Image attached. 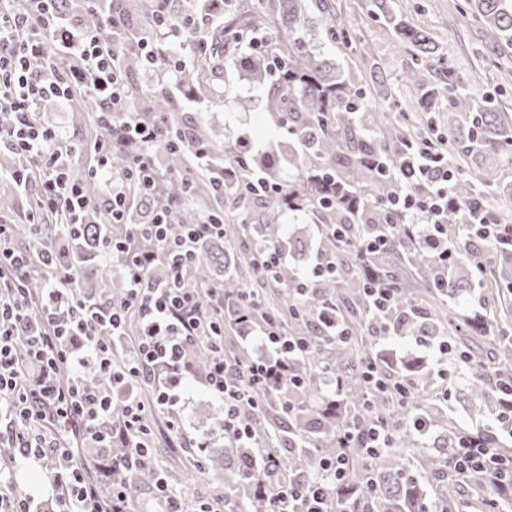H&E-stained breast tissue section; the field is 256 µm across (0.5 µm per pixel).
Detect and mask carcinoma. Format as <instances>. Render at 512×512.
<instances>
[{
  "label": "carcinoma",
  "instance_id": "1",
  "mask_svg": "<svg viewBox=\"0 0 512 512\" xmlns=\"http://www.w3.org/2000/svg\"><path fill=\"white\" fill-rule=\"evenodd\" d=\"M303 0H257L256 7L231 4L224 14L214 17L204 3H195L196 20L205 32L206 46L179 71L181 92L167 82L143 90L135 80L144 68L161 72L170 69L173 57L162 45L148 61L138 43L149 38L154 18L181 12L190 0H101L92 7L81 0H59L60 12L81 19L88 27L97 26L110 15L122 18V26L110 39L112 55L126 80L127 99L132 111L160 127L162 136L151 148L130 143L116 151L115 171L133 163L150 151L160 178L152 191L131 187L133 203L125 223L110 224L111 217L99 203V184L75 172L86 195L97 204L95 223L84 231L66 235L65 253L70 267L86 270L96 266L97 240L131 233L139 250L157 254L154 275L161 282L170 278L168 259L154 240L137 234V227L150 223L155 214L180 202L171 220V230L197 224L213 215L224 224V237H211L199 246L196 258L183 270L187 286L212 285L224 289L229 306L219 313L211 300H200L201 313L225 326L238 328L237 316H253L262 323L268 314L280 321L284 335L304 338L309 348L295 357L290 376L276 388L263 392L260 411L251 418V439L240 445L224 437V447L206 442L189 448L199 458L195 471L208 475L224 471V503L232 512H270L272 496L288 476H304L316 471L318 461L336 453L339 418L325 395L324 371L342 381L347 409L363 424L380 426L406 415L390 393L369 394L365 379L367 365L389 369L392 382L411 385V403L426 421L446 417L441 406L429 396L433 370L424 357L396 352L375 351L369 333L371 326L365 288L369 282L393 291L394 302L385 315V326L392 338L421 336L448 339L450 354L465 359L467 384L459 393V403L475 426L466 429L454 421L432 436L415 464L405 462L399 449L415 444L418 432L397 426L390 435L391 447L365 462L358 449L348 454L347 483L357 489L335 497L333 512H421L432 503L442 512L459 508V478L449 460L459 440L469 437L487 448H507L512 439L482 426L486 415L498 410L500 387L512 380V247H498V266L482 270L484 291L496 301L482 313L468 311L459 301L470 293L478 261L468 253L457 234L464 208L480 203L493 209L497 194L498 171L483 167L487 154L512 158V121L489 103L474 105L455 71L446 67L438 86L423 90L413 101L415 117L405 127L387 124L378 134L366 133L357 123L356 112L368 106L356 76L332 68V62L317 55L304 38L308 16ZM471 14L499 44L512 46V0H468ZM371 15H379L392 27L399 44L412 49L415 68L406 79L422 87L418 68L431 59L435 45L426 32L394 13L390 0H369ZM323 20V36L339 50L353 49L351 25L336 20V9L329 0H315ZM248 53L253 59L257 82L275 77L268 90L262 122L267 126L288 127V162L295 170L291 182L279 179L280 144L267 143L259 150L239 154L230 142L212 140L204 128L186 113L183 97L208 99L218 105L224 96L216 88L224 83L226 45ZM448 97V121L467 125L461 135L448 127V140L421 135L425 128L434 133L432 112L438 99ZM76 123L97 129L93 112L95 100L83 93L69 102ZM427 145L437 151L448 146V156L464 162L449 184L452 196L461 206L448 211V244L452 256L446 261L413 241L401 226L400 217L390 214L385 202L404 190L395 178L404 145ZM201 145L207 158L200 160L188 149ZM224 191L217 190L215 178L221 170ZM303 211L319 224L318 235L310 239L287 232L281 224L284 211ZM384 236L390 242L385 253L364 252L359 243ZM315 252L323 265L315 290L298 291V268ZM288 255L291 263L280 262L272 273L265 270L267 256ZM406 263L428 288L430 303L420 307L408 288L391 271L389 256ZM104 297L124 294L123 284L112 283L101 273L94 283ZM324 310L336 313V320L347 331L339 341L329 328L311 336L308 329ZM291 431L283 437V428ZM290 445L288 456L280 454L283 443ZM90 458L95 478L104 487L114 483L127 488L135 501L141 485L157 484L163 473L151 468L112 472V457L119 448H82ZM280 458V468L270 471L264 483L250 478L254 462L266 456Z\"/></svg>",
  "mask_w": 512,
  "mask_h": 512
}]
</instances>
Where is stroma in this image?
Masks as SVG:
<instances>
[{
	"label": "stroma",
	"instance_id": "35a3bbf8",
	"mask_svg": "<svg viewBox=\"0 0 512 512\" xmlns=\"http://www.w3.org/2000/svg\"><path fill=\"white\" fill-rule=\"evenodd\" d=\"M338 13L356 30L353 50L337 53L323 38L322 20L311 14L306 28L310 47L335 61L337 68L355 65L361 79H368L372 63L384 64L388 73L385 87L373 88L370 105L358 113L359 125L376 132L383 118L403 120L410 116V101L416 90L400 75L409 63L408 50L399 48L393 29L384 21L370 18L367 0H332ZM403 16L415 27L429 33L436 57L451 66L466 90L495 98L501 108L512 113V48L497 45L486 28L471 18L466 0H396ZM231 64L225 75L221 104H190L189 116L203 124L211 139L263 145L267 141L286 142L287 132L261 124L263 86L251 74L250 65L236 49L227 52ZM183 431L173 433L167 416L153 411L149 422L153 431V457L169 481L181 488L190 501H214L223 497L224 483L218 478L186 482V471L195 460L184 449L188 440L206 439L213 447L224 445V407L201 384L187 394L182 411Z\"/></svg>",
	"mask_w": 512,
	"mask_h": 512
}]
</instances>
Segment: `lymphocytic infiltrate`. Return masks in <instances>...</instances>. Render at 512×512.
I'll list each match as a JSON object with an SVG mask.
<instances>
[{"label":"lymphocytic infiltrate","mask_w":512,"mask_h":512,"mask_svg":"<svg viewBox=\"0 0 512 512\" xmlns=\"http://www.w3.org/2000/svg\"><path fill=\"white\" fill-rule=\"evenodd\" d=\"M55 3L0 0V109L10 111L8 123L0 124V144L22 161L12 173L20 191L28 189L30 170H37L41 181L36 204L27 215V250H17L9 225H0V421L6 424L0 446L25 459L49 461L58 512H126L124 489L102 495L77 466L59 431L88 443H118L123 453L112 461L116 469L151 464L147 409H162L169 428L178 429L179 403L197 377L192 352L203 340L210 349L203 382L224 405L225 432L246 440L249 427L243 419L258 408L257 388L280 383L294 351L307 344L283 336L269 317L257 336L266 356L241 368L230 365L220 327L198 312L200 289L180 282L182 267L195 257L196 242L224 231L223 225L207 218L188 225L175 238L169 235L168 213L158 214L148 225V233L172 258L167 285L151 278L153 254L133 249L130 237L119 236L102 243L99 257L106 264L111 256L121 255L118 272L127 288L125 297L95 302L83 294L80 274L66 265L56 239L44 236L40 214L63 209L72 221L82 219L90 201L69 171L74 157L87 153L91 162L84 172L102 184L113 223H122L129 184L150 189L157 171L151 155L145 154L113 175L112 144L137 140L151 145L158 141L159 130L139 121L110 122V115L126 111L127 104L123 75L108 38L103 28L69 20ZM154 33L166 42L185 43L191 51L204 44L189 13L161 18ZM35 59L40 62L36 68L31 65ZM80 88L91 92L102 119V133L89 152L36 117L42 99L64 100ZM456 173L447 156L427 149L411 151L396 171L405 190L390 199L387 208L423 246L438 247L448 212L458 206L448 189ZM465 222L472 242L512 246V228L499 224L492 212L470 207ZM132 308L140 315V333L129 342L124 322ZM119 346L127 354L121 371L112 364ZM92 372L109 376L108 387L89 386L86 377ZM117 404L122 413L116 417L112 409ZM386 445L378 427L363 429L355 421L346 422L335 455L320 460L315 476L282 483L272 512H329L330 496L345 480L347 449H362L371 458ZM452 466L462 475L484 473L497 488L512 481V460H498L491 449L469 439L461 440Z\"/></svg>","instance_id":"1"}]
</instances>
